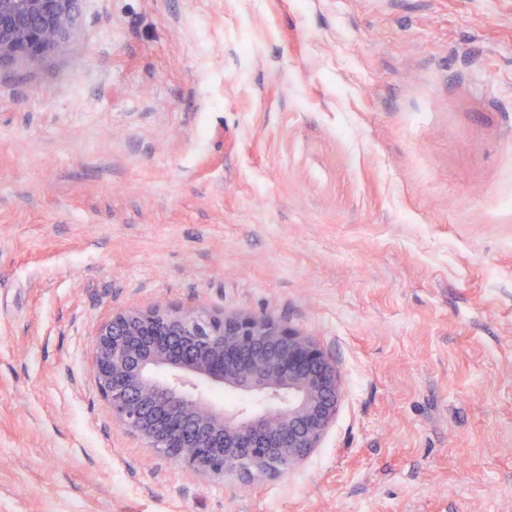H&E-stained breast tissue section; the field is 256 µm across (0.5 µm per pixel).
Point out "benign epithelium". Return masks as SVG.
Here are the masks:
<instances>
[{
    "label": "benign epithelium",
    "mask_w": 512,
    "mask_h": 512,
    "mask_svg": "<svg viewBox=\"0 0 512 512\" xmlns=\"http://www.w3.org/2000/svg\"><path fill=\"white\" fill-rule=\"evenodd\" d=\"M78 0H0V65L53 55ZM102 397L128 434L177 465L241 483L279 477L318 447L340 386L330 358L269 316L168 305L117 313L92 340ZM252 398L216 406L198 381Z\"/></svg>",
    "instance_id": "1"
}]
</instances>
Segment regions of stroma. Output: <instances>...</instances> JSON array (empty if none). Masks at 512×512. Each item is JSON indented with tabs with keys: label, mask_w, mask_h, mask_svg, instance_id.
<instances>
[{
	"label": "stroma",
	"mask_w": 512,
	"mask_h": 512,
	"mask_svg": "<svg viewBox=\"0 0 512 512\" xmlns=\"http://www.w3.org/2000/svg\"><path fill=\"white\" fill-rule=\"evenodd\" d=\"M157 304L312 336L319 447L116 426L92 338ZM0 512H512V0H80L0 67Z\"/></svg>",
	"instance_id": "35a3bbf8"
}]
</instances>
